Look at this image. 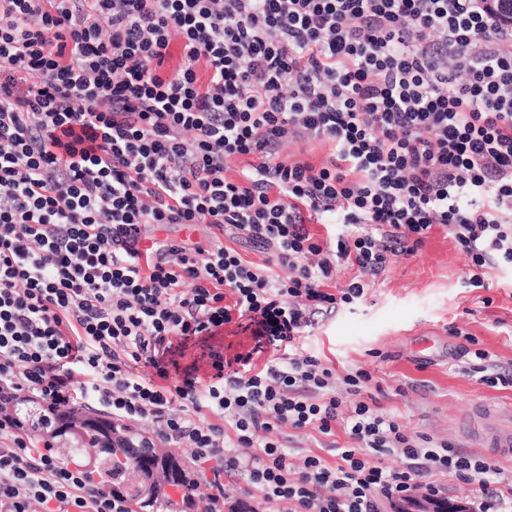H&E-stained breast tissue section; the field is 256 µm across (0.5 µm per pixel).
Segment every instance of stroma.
<instances>
[{"label": "stroma", "mask_w": 512, "mask_h": 512, "mask_svg": "<svg viewBox=\"0 0 512 512\" xmlns=\"http://www.w3.org/2000/svg\"><path fill=\"white\" fill-rule=\"evenodd\" d=\"M468 260L445 230L434 229L417 253L393 259L385 274L371 283L363 302L343 309L311 328L305 348L338 374L364 369L380 386L383 408L398 416L413 434L451 442L467 453L489 456L468 432L473 407L512 402V388L480 384L462 370L459 338L449 326L465 330L493 363L512 367V267L486 270L485 287L467 286ZM435 338L433 347L419 341ZM251 331L225 326L218 335L197 339L179 355L181 367L203 366L206 346L226 356L250 351ZM294 454H313L334 462L335 451L313 430L284 427L271 433Z\"/></svg>", "instance_id": "35a3bbf8"}]
</instances>
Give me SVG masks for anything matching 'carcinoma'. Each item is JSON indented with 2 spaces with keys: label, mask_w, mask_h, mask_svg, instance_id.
<instances>
[{
  "label": "carcinoma",
  "mask_w": 512,
  "mask_h": 512,
  "mask_svg": "<svg viewBox=\"0 0 512 512\" xmlns=\"http://www.w3.org/2000/svg\"><path fill=\"white\" fill-rule=\"evenodd\" d=\"M90 409L46 408L25 396L0 398V413L22 430L49 442L68 463L81 462L97 484L119 490L136 512H175V501L159 488L173 486L182 502L193 501L197 482L185 462L147 442L146 433L103 418L87 422Z\"/></svg>",
  "instance_id": "1"
}]
</instances>
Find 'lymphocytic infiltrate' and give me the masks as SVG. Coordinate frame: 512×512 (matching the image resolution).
<instances>
[{"label": "lymphocytic infiltrate", "mask_w": 512, "mask_h": 512, "mask_svg": "<svg viewBox=\"0 0 512 512\" xmlns=\"http://www.w3.org/2000/svg\"><path fill=\"white\" fill-rule=\"evenodd\" d=\"M314 141L322 163L283 159ZM171 224L265 259L156 238ZM438 226L468 286L512 265V28L479 0H0V383L154 426L208 468L207 512L228 478L253 512H380L441 474L512 512L497 462L409 434L370 372L303 348ZM233 323L253 352L177 365ZM475 342L467 374L511 388ZM284 426L350 444L298 460L259 438ZM0 512L131 507L0 415Z\"/></svg>", "instance_id": "f902f5d3"}]
</instances>
